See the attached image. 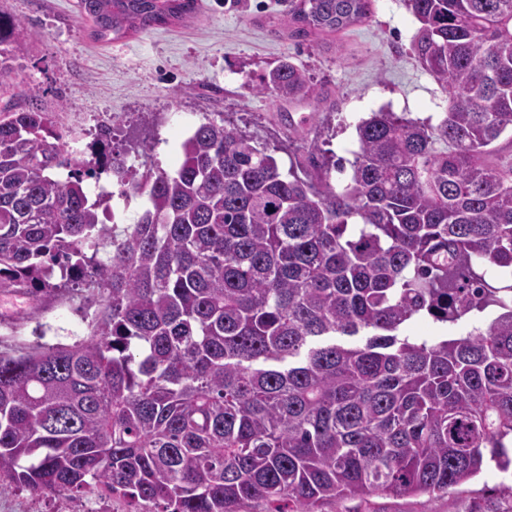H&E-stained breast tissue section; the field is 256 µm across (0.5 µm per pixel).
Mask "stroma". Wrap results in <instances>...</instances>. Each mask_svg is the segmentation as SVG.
<instances>
[{
  "label": "stroma",
  "mask_w": 512,
  "mask_h": 512,
  "mask_svg": "<svg viewBox=\"0 0 512 512\" xmlns=\"http://www.w3.org/2000/svg\"><path fill=\"white\" fill-rule=\"evenodd\" d=\"M0 13L19 21L26 44L0 75V107L38 105L61 132H95L119 121L115 146L146 138L153 168L169 173L182 162L185 137L211 119L276 148L285 167L300 159V145L318 141L344 164L330 174L339 187L358 149L356 128L371 113L384 109L434 125L445 106L439 84L412 52L419 23L408 0H375L365 22L300 43L282 25L288 0H199L193 18L107 42L90 37L78 0H0ZM282 62L305 72L308 96L289 102L255 92L260 76ZM95 309L65 290L37 303L0 290V350L39 337L73 343L87 334ZM503 483L512 484V473L491 464L445 497L348 498L327 512H468L475 502L486 512H512L497 493ZM69 502L20 490L0 495V512H59Z\"/></svg>",
  "instance_id": "stroma-1"
}]
</instances>
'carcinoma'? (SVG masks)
<instances>
[{"label": "carcinoma", "mask_w": 512, "mask_h": 512, "mask_svg": "<svg viewBox=\"0 0 512 512\" xmlns=\"http://www.w3.org/2000/svg\"><path fill=\"white\" fill-rule=\"evenodd\" d=\"M442 87L436 125L380 110L350 180L317 144L285 169L214 120L175 173L136 175L105 127L74 155L40 109L0 115V289L97 292L71 345L0 351V494H108L131 512H323L444 496L512 468V0H408ZM373 0H290L288 36L340 33ZM98 40L198 0H79ZM0 16V72L24 50ZM293 101L284 62L253 87ZM112 173L141 197L118 229ZM419 318L454 332L404 334ZM94 180H89L90 189L92 191ZM100 183L107 186L109 190L114 191L115 196L113 199V206L116 211L126 214L127 219L124 221L125 224H130L133 222V217L137 212H139L144 204V201L140 198H132L126 201L123 198L118 197V186L115 183H112V176L106 173H103L100 178V182H94V188H100Z\"/></svg>", "instance_id": "carcinoma-1"}]
</instances>
